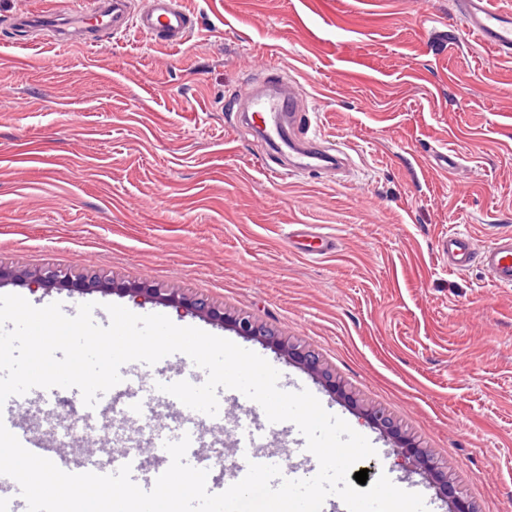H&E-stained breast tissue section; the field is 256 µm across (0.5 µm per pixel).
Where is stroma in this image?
Segmentation results:
<instances>
[{
	"mask_svg": "<svg viewBox=\"0 0 512 512\" xmlns=\"http://www.w3.org/2000/svg\"><path fill=\"white\" fill-rule=\"evenodd\" d=\"M78 0H0V265L52 266L122 284L182 288L248 314L317 353L353 401L261 342L176 308L99 289L0 284L33 306L93 301L163 314L265 358L376 450L369 478L450 504L361 414L389 413L476 512H512V288L482 268L449 272V229L477 245L512 231V57L480 46L458 0H184L199 27L159 47L128 31L98 46L22 43L21 12ZM277 63L349 158L337 179L272 176L237 103ZM467 168L449 175L440 154ZM160 364L134 388L153 426H98L138 440L148 464L186 414L159 399ZM224 464L234 435L288 461L306 440L218 388Z\"/></svg>",
	"mask_w": 512,
	"mask_h": 512,
	"instance_id": "1",
	"label": "stroma"
}]
</instances>
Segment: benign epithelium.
<instances>
[{"label": "benign epithelium", "mask_w": 512, "mask_h": 512, "mask_svg": "<svg viewBox=\"0 0 512 512\" xmlns=\"http://www.w3.org/2000/svg\"><path fill=\"white\" fill-rule=\"evenodd\" d=\"M11 279L26 281L39 288L66 287L70 285L82 289L101 288V281L96 277L75 275L55 267L27 270L8 269L0 266V284ZM119 290L134 298L143 297L145 299L161 301L165 304H172L217 326L228 327L240 336L270 344L288 361L299 364L311 372L313 379L321 384L326 391L332 394L342 391V386L336 381L333 374L323 367L318 355L301 345L289 341L288 338L276 334L265 324L249 315L239 314L230 316L224 312V309L215 306L210 301L180 289L173 288L169 290L134 282L120 285ZM363 414L374 425V429L384 436L391 438L394 434L398 433V426L385 411L376 407H367L363 409ZM397 447L401 449L405 458L416 469L422 472L432 469L431 461L423 452L411 451V447H413L412 439L404 436L400 437Z\"/></svg>", "instance_id": "obj_1"}]
</instances>
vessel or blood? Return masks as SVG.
<instances>
[{"label":"vessel or blood","instance_id":"1","mask_svg":"<svg viewBox=\"0 0 512 512\" xmlns=\"http://www.w3.org/2000/svg\"><path fill=\"white\" fill-rule=\"evenodd\" d=\"M461 12L468 32L481 45L500 55L512 54V10L497 7L495 0H461ZM16 26L31 32L39 27H51L56 38L80 37L90 34L92 42L129 30L151 37L169 46L184 44L195 32L198 20L183 0H81L74 11L56 14L36 12L18 16ZM240 111L259 136L268 141L279 139L285 126L298 125L306 105L298 90L285 79L264 81L262 89L246 92L239 101ZM296 161L289 164L288 174L308 171L310 162H319L323 176L338 173L341 162L330 154L328 146L313 138L294 144ZM443 256L451 270L463 272L480 265L499 287L512 288V233L497 234L490 245L476 247L472 235L454 230L441 245ZM130 465L131 478L141 489L152 490L159 469L138 464L136 457H114L113 468ZM15 481L0 475V504H8L10 512H27L24 499L14 494Z\"/></svg>","mask_w":512,"mask_h":512}]
</instances>
